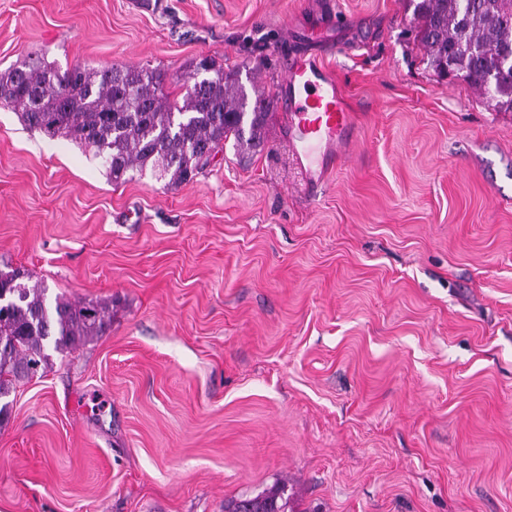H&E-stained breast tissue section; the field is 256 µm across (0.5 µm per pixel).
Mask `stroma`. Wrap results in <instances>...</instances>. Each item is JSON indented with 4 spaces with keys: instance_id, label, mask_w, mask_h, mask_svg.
I'll return each instance as SVG.
<instances>
[{
    "instance_id": "35a3bbf8",
    "label": "stroma",
    "mask_w": 512,
    "mask_h": 512,
    "mask_svg": "<svg viewBox=\"0 0 512 512\" xmlns=\"http://www.w3.org/2000/svg\"><path fill=\"white\" fill-rule=\"evenodd\" d=\"M0 0V73L318 52L358 121L307 187L280 117L194 182L108 180L0 108V269L101 302L0 425V512H512V112L427 63L405 0ZM284 494L282 486L266 495L224 503V512H293L288 510L289 498Z\"/></svg>"
}]
</instances>
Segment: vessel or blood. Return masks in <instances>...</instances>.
Returning <instances> with one entry per match:
<instances>
[{
  "instance_id": "vessel-or-blood-1",
  "label": "vessel or blood",
  "mask_w": 512,
  "mask_h": 512,
  "mask_svg": "<svg viewBox=\"0 0 512 512\" xmlns=\"http://www.w3.org/2000/svg\"><path fill=\"white\" fill-rule=\"evenodd\" d=\"M278 85L284 128L309 184L324 181L352 143L355 116L334 73L305 53L283 55Z\"/></svg>"
}]
</instances>
